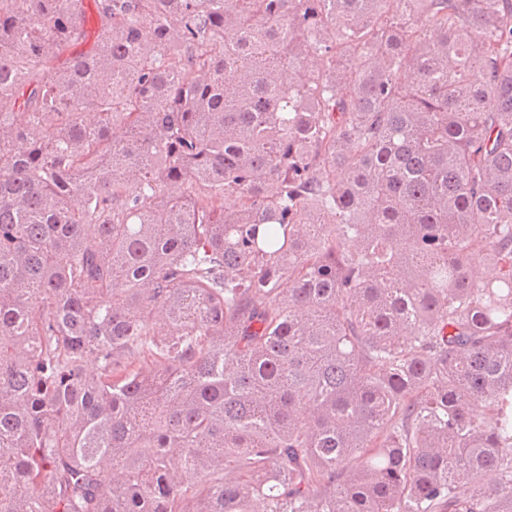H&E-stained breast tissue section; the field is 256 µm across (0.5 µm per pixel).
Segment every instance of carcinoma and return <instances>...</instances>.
Returning <instances> with one entry per match:
<instances>
[{"label":"carcinoma","mask_w":512,"mask_h":512,"mask_svg":"<svg viewBox=\"0 0 512 512\" xmlns=\"http://www.w3.org/2000/svg\"><path fill=\"white\" fill-rule=\"evenodd\" d=\"M0 512H512V0H0Z\"/></svg>","instance_id":"1"}]
</instances>
